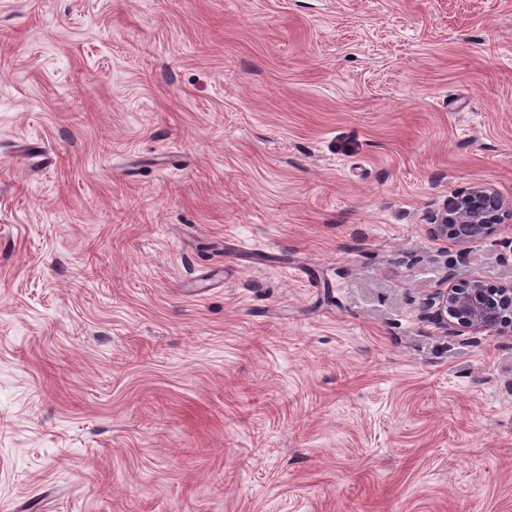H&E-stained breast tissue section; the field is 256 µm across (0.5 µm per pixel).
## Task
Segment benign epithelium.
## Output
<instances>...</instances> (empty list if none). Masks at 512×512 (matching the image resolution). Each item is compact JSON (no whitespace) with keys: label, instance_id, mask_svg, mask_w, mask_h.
Segmentation results:
<instances>
[{"label":"benign epithelium","instance_id":"obj_1","mask_svg":"<svg viewBox=\"0 0 512 512\" xmlns=\"http://www.w3.org/2000/svg\"><path fill=\"white\" fill-rule=\"evenodd\" d=\"M512 231V201L490 186L476 184L446 199L431 213L428 232L436 240L464 244ZM424 315L454 333L486 330L512 334V285L486 288L477 279L434 289Z\"/></svg>","mask_w":512,"mask_h":512}]
</instances>
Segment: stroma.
I'll return each instance as SVG.
<instances>
[{
	"mask_svg": "<svg viewBox=\"0 0 512 512\" xmlns=\"http://www.w3.org/2000/svg\"><path fill=\"white\" fill-rule=\"evenodd\" d=\"M478 183L512 0H0V512H512ZM512 201L490 186L476 184L456 194L431 213L428 232L436 240L464 244L496 235L505 228L512 232ZM423 304L425 317L447 333L495 330L512 334V285L489 289L477 279L443 284Z\"/></svg>",
	"mask_w": 512,
	"mask_h": 512,
	"instance_id": "35a3bbf8",
	"label": "stroma"
}]
</instances>
